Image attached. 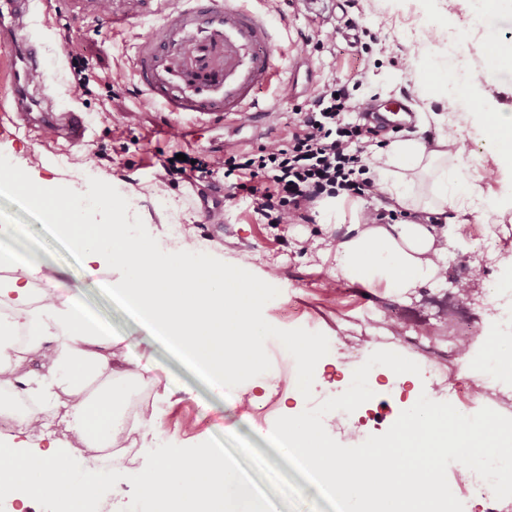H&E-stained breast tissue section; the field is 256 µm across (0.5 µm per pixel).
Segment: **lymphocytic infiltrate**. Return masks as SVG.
<instances>
[{
    "label": "lymphocytic infiltrate",
    "instance_id": "obj_1",
    "mask_svg": "<svg viewBox=\"0 0 512 512\" xmlns=\"http://www.w3.org/2000/svg\"><path fill=\"white\" fill-rule=\"evenodd\" d=\"M364 133L351 119L344 86L332 82L308 101L284 144L229 154L224 174H244L238 190L266 223L279 224L302 217L318 199L371 192L362 162Z\"/></svg>",
    "mask_w": 512,
    "mask_h": 512
}]
</instances>
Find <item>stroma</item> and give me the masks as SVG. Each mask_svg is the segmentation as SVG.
I'll return each instance as SVG.
<instances>
[{
    "label": "stroma",
    "instance_id": "obj_1",
    "mask_svg": "<svg viewBox=\"0 0 512 512\" xmlns=\"http://www.w3.org/2000/svg\"><path fill=\"white\" fill-rule=\"evenodd\" d=\"M251 7L275 20L282 46L278 78L258 93L273 113L267 128L231 117L175 131L164 109L142 104L135 61L164 23L155 0H112L114 15L124 21L118 30L85 10L80 0H52L51 10L38 6L31 13L54 68L49 93L56 107L85 113L88 142L54 152L52 144L15 131L9 113L0 112V154L36 167L42 179L79 192L86 191L88 183L70 165L76 155H84L111 185L124 187L136 199V214L160 247H168L169 226L179 221L206 254L275 286L279 305L291 317L283 319L268 305L263 310L267 322L284 330L320 332L336 344L335 352L322 358L316 369L311 399H304L297 384H286L264 422H256L242 408L266 403L271 385L267 375L220 397L103 294L96 278L86 276L40 221L0 197V224L25 225L29 236L23 246L33 261L78 286L99 320L115 335L127 337L134 351L152 355L171 376L162 416L171 452L223 449L278 512H333L293 467L280 466L278 452L265 439L276 419L343 393L346 373L377 350L397 352L422 367L447 363L448 348L458 341L448 332L450 311H457L475 346H486L488 317L483 307L494 300L491 285L512 280V165L483 147L481 126L468 103L448 102L428 74L434 60L453 61L472 75L489 72V79L476 85L474 96L483 111H505L512 96V66H493L486 47L492 42L512 45V10L487 0H253ZM65 29L73 38L69 57L58 52V34ZM223 69L220 36L204 45L187 36L170 59L172 81L186 97L200 89L194 73ZM334 81L345 86L356 115L368 109L385 111L397 100L416 113L412 124L380 126L365 136L367 168L376 165L374 148H387L397 140L428 143L448 137L452 164L471 186L473 199L459 203L453 213L440 285L417 289L405 298L382 282L336 277L334 246L347 227L327 223L321 203L310 204L305 219L266 224L248 201L217 193L224 183L226 153L282 144L299 109ZM176 154L206 158L211 176L197 182L171 180L163 164ZM368 384L373 398L343 425L324 423L342 445L356 446L385 433L421 392L432 389L425 377L401 383L381 366L372 369ZM269 465L280 466V483H268Z\"/></svg>",
    "mask_w": 512,
    "mask_h": 512
}]
</instances>
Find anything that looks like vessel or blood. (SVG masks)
Listing matches in <instances>:
<instances>
[{"mask_svg":"<svg viewBox=\"0 0 512 512\" xmlns=\"http://www.w3.org/2000/svg\"><path fill=\"white\" fill-rule=\"evenodd\" d=\"M30 4L31 0H0V45L21 49V65L11 83L13 110L22 127L84 144L89 128L85 114L54 111L42 92L52 76L37 39L27 30ZM193 31L223 33L226 57L223 73L208 76L198 98L188 103L171 81L169 57ZM278 52L270 22L257 15L247 0H188L187 7L167 18L160 34L140 53L136 69L151 100L170 114L187 108L194 119L208 122L241 115L260 126L267 123L270 112L255 92L277 76Z\"/></svg>","mask_w":512,"mask_h":512,"instance_id":"1","label":"vessel or blood"}]
</instances>
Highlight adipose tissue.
I'll use <instances>...</instances> for the list:
<instances>
[{
    "mask_svg": "<svg viewBox=\"0 0 512 512\" xmlns=\"http://www.w3.org/2000/svg\"><path fill=\"white\" fill-rule=\"evenodd\" d=\"M448 155L444 136L430 146L390 144L375 168L382 189L410 214L417 212L415 178L439 168L431 193L443 223L353 218L336 244L337 276L360 283L383 279L404 296L442 282L450 211L463 189L446 165ZM168 382L150 358L131 351L126 337L97 322L67 283L24 253L0 248V418L14 427L0 438V488L31 501H54L60 512H85L100 474L72 472L73 444L107 451L109 466L121 472L132 440L153 455L137 477L138 494L153 512H270L223 449L163 452L161 411H140L139 391ZM55 424L69 441L52 439Z\"/></svg>",
    "mask_w": 512,
    "mask_h": 512,
    "instance_id": "1",
    "label": "adipose tissue"
}]
</instances>
